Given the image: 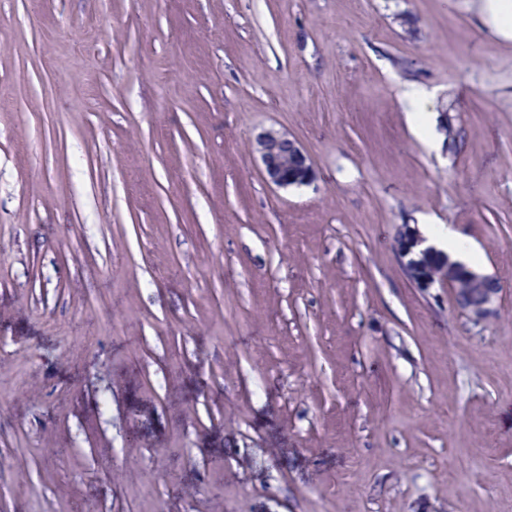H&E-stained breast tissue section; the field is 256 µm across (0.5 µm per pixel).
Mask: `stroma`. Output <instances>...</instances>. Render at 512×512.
I'll list each match as a JSON object with an SVG mask.
<instances>
[{"instance_id":"35a3bbf8","label":"stroma","mask_w":512,"mask_h":512,"mask_svg":"<svg viewBox=\"0 0 512 512\" xmlns=\"http://www.w3.org/2000/svg\"><path fill=\"white\" fill-rule=\"evenodd\" d=\"M476 4L0 0V512H512V41ZM269 128L311 185L265 181ZM420 221L479 250L485 322L407 276ZM252 150L261 160L263 177L277 188L308 186L315 181L310 157L286 132L262 130L255 137Z\"/></svg>"}]
</instances>
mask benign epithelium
<instances>
[{"label":"benign epithelium","instance_id":"obj_1","mask_svg":"<svg viewBox=\"0 0 512 512\" xmlns=\"http://www.w3.org/2000/svg\"><path fill=\"white\" fill-rule=\"evenodd\" d=\"M252 150L261 160L263 177L278 188L308 186L315 181L316 173L310 157L297 140L286 132L262 130L255 137ZM424 243L425 238L417 226L401 225L400 234L395 239V250L401 265H407V258L416 252L423 258L438 256L439 251L435 247H426ZM411 280L417 287L424 289L432 288L437 283L446 284L458 297L471 292L467 285L478 282L484 284V287L478 289V301L464 309V313L475 325L490 314V306L500 291L492 277L473 271L459 262H448L433 268L419 265L413 271Z\"/></svg>","mask_w":512,"mask_h":512}]
</instances>
